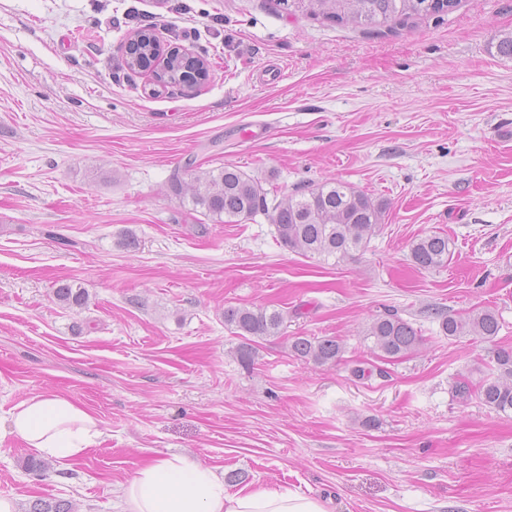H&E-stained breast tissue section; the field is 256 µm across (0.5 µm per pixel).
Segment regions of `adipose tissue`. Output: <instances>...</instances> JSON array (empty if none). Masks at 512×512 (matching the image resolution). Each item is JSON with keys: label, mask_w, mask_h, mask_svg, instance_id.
Wrapping results in <instances>:
<instances>
[{"label": "adipose tissue", "mask_w": 512, "mask_h": 512, "mask_svg": "<svg viewBox=\"0 0 512 512\" xmlns=\"http://www.w3.org/2000/svg\"><path fill=\"white\" fill-rule=\"evenodd\" d=\"M21 439L38 455L69 464L102 432L96 417L58 394H36L15 405L0 436ZM116 495L124 512H327L323 503L281 487L228 492L214 471L180 456L155 458Z\"/></svg>", "instance_id": "adipose-tissue-1"}]
</instances>
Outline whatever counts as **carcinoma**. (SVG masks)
Here are the masks:
<instances>
[{
	"label": "carcinoma",
	"instance_id": "carcinoma-1",
	"mask_svg": "<svg viewBox=\"0 0 512 512\" xmlns=\"http://www.w3.org/2000/svg\"><path fill=\"white\" fill-rule=\"evenodd\" d=\"M459 0H281L289 14L301 13L338 24L352 23L372 29L428 17H440L453 11ZM126 67L153 76L151 93L168 87H197L209 76L208 64L202 57L177 50L164 54L151 26L135 30L124 45ZM170 191L176 196L190 192L193 210L209 220L224 224L238 223L263 212L275 226L278 241L284 247L305 255L333 258L336 262L352 259L362 252L379 229L384 206L367 195L336 180L324 182L301 195L268 198L262 183L241 170L220 167L190 174L186 182L175 174ZM453 252L448 236L431 234L415 239L410 256L420 269L431 270L448 265ZM56 299L68 306L81 307L85 295L68 283L55 288ZM444 336H475L493 341L501 330L496 313L477 310L465 317L436 313ZM285 317L282 311L260 308H227L224 323L235 334L263 338L277 336ZM371 349L382 361L395 362L415 353L422 336L411 323L395 313L374 317L363 334ZM289 351L300 360L316 365H333L340 361L344 345L335 336L291 338ZM491 376L478 384L468 377L458 379L454 393L460 397L476 396L484 405L506 413L512 412V348L496 347L489 351ZM23 512H78L68 500L36 499L22 506Z\"/></svg>",
	"mask_w": 512,
	"mask_h": 512
}]
</instances>
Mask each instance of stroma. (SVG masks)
<instances>
[{
	"instance_id": "35a3bbf8",
	"label": "stroma",
	"mask_w": 512,
	"mask_h": 512,
	"mask_svg": "<svg viewBox=\"0 0 512 512\" xmlns=\"http://www.w3.org/2000/svg\"><path fill=\"white\" fill-rule=\"evenodd\" d=\"M153 25L206 59L194 90L151 95L124 44ZM512 0L366 30L283 12L277 0H0V423L60 394L98 443L44 476L0 439V496L121 512L148 460L179 455L228 491L282 486L327 512H512V414L452 386L492 345L512 347ZM232 166L279 195L347 183L387 206L355 260L280 245L264 213L215 224L173 175ZM454 244L422 270L418 237ZM136 248L123 244L126 235ZM85 289L60 304V282ZM228 307L281 309L251 368ZM498 313L494 343L440 335L437 313ZM420 330L418 351L361 380L373 316ZM294 336H336L318 367ZM453 252L448 236L431 234L415 239L410 245V256L420 269L431 270L448 265Z\"/></svg>"
}]
</instances>
